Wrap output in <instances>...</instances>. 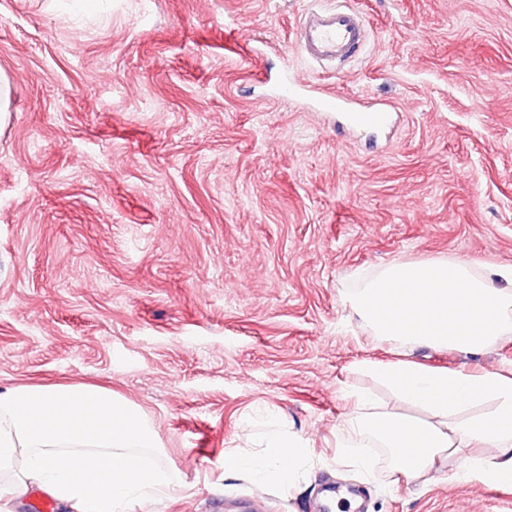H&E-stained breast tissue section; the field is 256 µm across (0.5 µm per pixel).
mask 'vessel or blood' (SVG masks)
<instances>
[{
  "label": "vessel or blood",
  "instance_id": "vessel-or-blood-1",
  "mask_svg": "<svg viewBox=\"0 0 512 512\" xmlns=\"http://www.w3.org/2000/svg\"><path fill=\"white\" fill-rule=\"evenodd\" d=\"M366 41L363 17L349 8L317 6L298 26L295 43L312 62L338 66L351 58ZM347 95L323 90L318 105L325 112H344L349 124H357L359 114Z\"/></svg>",
  "mask_w": 512,
  "mask_h": 512
}]
</instances>
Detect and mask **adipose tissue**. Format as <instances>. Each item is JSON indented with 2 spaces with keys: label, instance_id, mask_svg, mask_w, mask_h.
<instances>
[{
  "label": "adipose tissue",
  "instance_id": "obj_1",
  "mask_svg": "<svg viewBox=\"0 0 512 512\" xmlns=\"http://www.w3.org/2000/svg\"><path fill=\"white\" fill-rule=\"evenodd\" d=\"M369 370L412 411L351 394L341 460L367 470V449L381 448L391 472L408 483L453 460L460 481L512 485V369L464 371L396 361ZM266 426L260 451L225 452V476L260 487L290 484L306 447L277 419ZM356 443L361 451H353ZM157 446L147 418L105 387L52 383L0 390V496L17 497L34 486L63 512H131L169 491L165 473L139 454Z\"/></svg>",
  "mask_w": 512,
  "mask_h": 512
}]
</instances>
